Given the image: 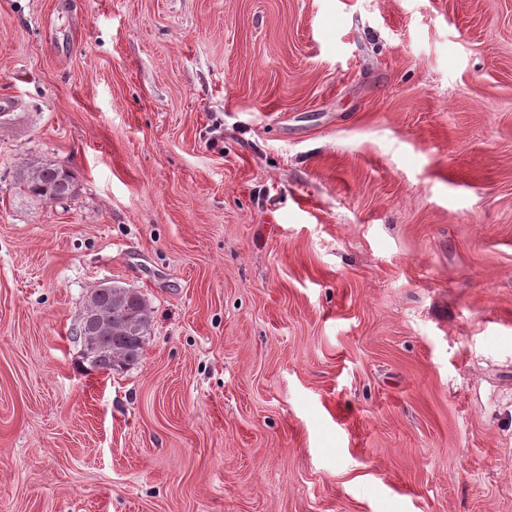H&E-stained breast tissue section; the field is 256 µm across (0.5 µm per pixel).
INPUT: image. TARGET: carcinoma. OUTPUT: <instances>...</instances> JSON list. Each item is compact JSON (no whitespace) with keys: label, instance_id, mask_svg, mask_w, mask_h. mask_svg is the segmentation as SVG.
I'll use <instances>...</instances> for the list:
<instances>
[{"label":"carcinoma","instance_id":"carcinoma-1","mask_svg":"<svg viewBox=\"0 0 512 512\" xmlns=\"http://www.w3.org/2000/svg\"><path fill=\"white\" fill-rule=\"evenodd\" d=\"M19 188L29 195L45 200H59L74 194L72 174L54 162H30L24 166L18 177ZM137 318L144 323V335L127 336L124 323ZM150 330V314L142 298H131L121 308V313L112 314V330H103L97 335L98 342L112 349V354L99 359L92 369L110 374L123 370L138 362Z\"/></svg>","mask_w":512,"mask_h":512}]
</instances>
